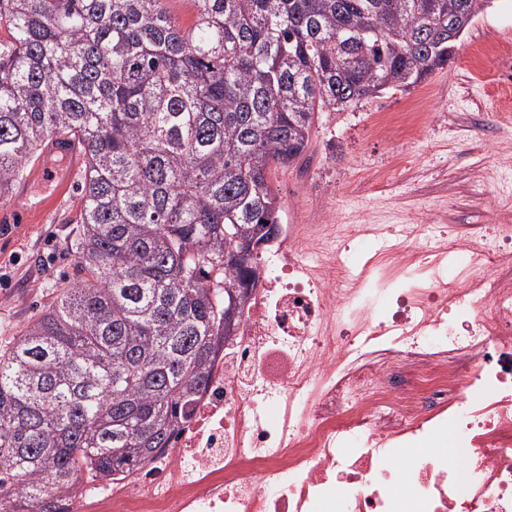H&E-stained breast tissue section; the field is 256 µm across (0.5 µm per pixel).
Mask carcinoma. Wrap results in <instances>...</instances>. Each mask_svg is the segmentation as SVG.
Returning <instances> with one entry per match:
<instances>
[{
  "mask_svg": "<svg viewBox=\"0 0 512 512\" xmlns=\"http://www.w3.org/2000/svg\"><path fill=\"white\" fill-rule=\"evenodd\" d=\"M0 0V200L42 145L84 152L76 283L0 354V503L58 512L85 470L168 448L317 114L452 60L489 0ZM237 225L238 241L224 238Z\"/></svg>",
  "mask_w": 512,
  "mask_h": 512,
  "instance_id": "obj_1",
  "label": "carcinoma"
}]
</instances>
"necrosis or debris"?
I'll list each match as a JSON object with an SVG mask.
<instances>
[{
	"instance_id": "1",
	"label": "necrosis or debris",
	"mask_w": 512,
	"mask_h": 512,
	"mask_svg": "<svg viewBox=\"0 0 512 512\" xmlns=\"http://www.w3.org/2000/svg\"><path fill=\"white\" fill-rule=\"evenodd\" d=\"M258 264L170 448L61 512H512V224H284ZM430 448L448 456L449 465H459L461 462L460 449L457 447L451 431H443L432 441Z\"/></svg>"
}]
</instances>
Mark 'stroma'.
<instances>
[{
  "label": "stroma",
  "mask_w": 512,
  "mask_h": 512,
  "mask_svg": "<svg viewBox=\"0 0 512 512\" xmlns=\"http://www.w3.org/2000/svg\"><path fill=\"white\" fill-rule=\"evenodd\" d=\"M512 33V0H490L459 38L444 69L406 91L388 89L341 114L322 112L302 163L271 169L268 178L286 224H506L501 208L512 196V174L488 185L483 166L494 165L499 147H512V60L490 53ZM420 113L412 126L373 135L379 115L398 119ZM30 198L0 201V351L77 278L68 245L81 197L69 184L59 198L30 172ZM51 198L36 213L31 201Z\"/></svg>",
  "instance_id": "1"
}]
</instances>
